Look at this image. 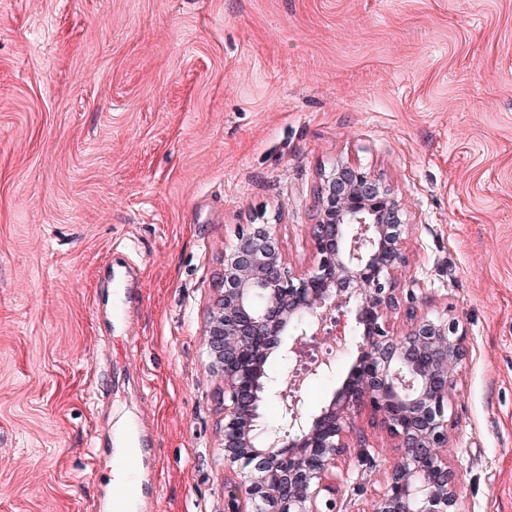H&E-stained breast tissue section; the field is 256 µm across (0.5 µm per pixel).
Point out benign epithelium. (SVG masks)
I'll return each instance as SVG.
<instances>
[{"label": "benign epithelium", "mask_w": 512, "mask_h": 512, "mask_svg": "<svg viewBox=\"0 0 512 512\" xmlns=\"http://www.w3.org/2000/svg\"><path fill=\"white\" fill-rule=\"evenodd\" d=\"M408 233L401 203L375 175L338 162L321 175L312 242L315 263L286 262L277 225L249 224L224 251V269L204 326L209 367L224 403V512H340L336 473L350 448L352 413L378 417L402 448L372 512H459V475L448 465L449 394L466 354L454 318L432 319L404 304L395 272ZM352 306L363 343L346 382L312 419L298 410L288 381L277 391L281 423L264 447L263 366L279 338L302 357L317 346L325 319ZM405 310L397 334L391 316Z\"/></svg>", "instance_id": "benign-epithelium-1"}]
</instances>
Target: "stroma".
I'll return each mask as SVG.
<instances>
[{"label":"stroma","instance_id":"1","mask_svg":"<svg viewBox=\"0 0 512 512\" xmlns=\"http://www.w3.org/2000/svg\"><path fill=\"white\" fill-rule=\"evenodd\" d=\"M380 175L409 234L397 278L458 319L448 412L461 512H512V0H0V512H224L202 335L256 217L312 266L324 171ZM362 335L306 376L313 418ZM287 347L265 365L280 422ZM376 464L401 450L353 414Z\"/></svg>","mask_w":512,"mask_h":512}]
</instances>
